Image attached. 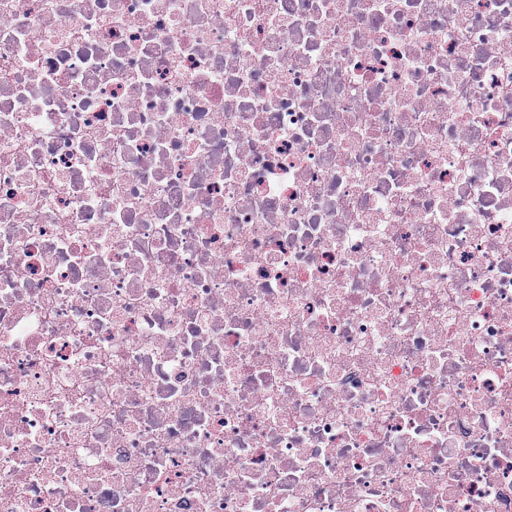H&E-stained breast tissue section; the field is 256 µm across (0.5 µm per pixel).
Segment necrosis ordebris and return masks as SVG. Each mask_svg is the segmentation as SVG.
<instances>
[{
  "mask_svg": "<svg viewBox=\"0 0 512 512\" xmlns=\"http://www.w3.org/2000/svg\"><path fill=\"white\" fill-rule=\"evenodd\" d=\"M0 512H512V0H0Z\"/></svg>",
  "mask_w": 512,
  "mask_h": 512,
  "instance_id": "1",
  "label": "necrosis or debris"
}]
</instances>
